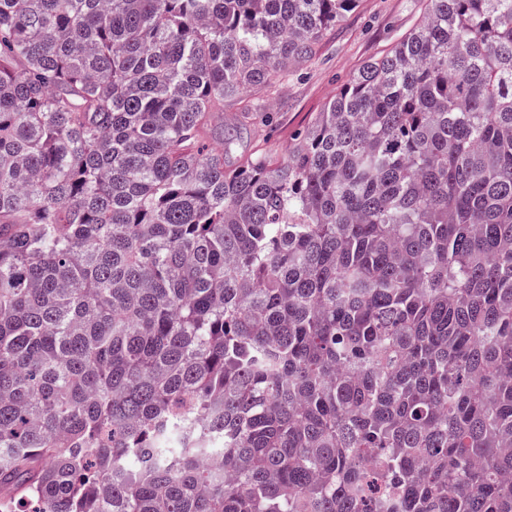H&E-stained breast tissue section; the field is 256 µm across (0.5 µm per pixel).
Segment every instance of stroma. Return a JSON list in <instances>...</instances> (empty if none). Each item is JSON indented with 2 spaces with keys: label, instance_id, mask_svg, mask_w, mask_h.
<instances>
[{
  "label": "stroma",
  "instance_id": "1",
  "mask_svg": "<svg viewBox=\"0 0 512 512\" xmlns=\"http://www.w3.org/2000/svg\"><path fill=\"white\" fill-rule=\"evenodd\" d=\"M427 4L428 0H358L322 40L311 65L273 89L250 90V99L263 102L264 108L256 126L239 132L237 147L225 157V165L238 166L258 153L283 159L296 132L364 64L386 53L411 30Z\"/></svg>",
  "mask_w": 512,
  "mask_h": 512
}]
</instances>
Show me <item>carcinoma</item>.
Returning a JSON list of instances; mask_svg holds the SVG:
<instances>
[{
	"label": "carcinoma",
	"instance_id": "obj_1",
	"mask_svg": "<svg viewBox=\"0 0 512 512\" xmlns=\"http://www.w3.org/2000/svg\"><path fill=\"white\" fill-rule=\"evenodd\" d=\"M357 2L0 0V512H512V0L212 132Z\"/></svg>",
	"mask_w": 512,
	"mask_h": 512
}]
</instances>
